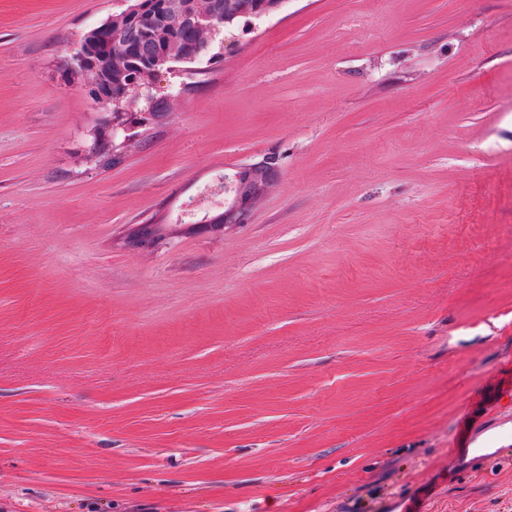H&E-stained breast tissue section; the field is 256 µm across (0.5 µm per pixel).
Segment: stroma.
Here are the masks:
<instances>
[{"label":"stroma","instance_id":"stroma-1","mask_svg":"<svg viewBox=\"0 0 512 512\" xmlns=\"http://www.w3.org/2000/svg\"><path fill=\"white\" fill-rule=\"evenodd\" d=\"M113 6L0 0V506L512 512L449 455L512 433V0H288L104 167L64 63ZM253 190L244 192L238 191L230 201L224 203V214L218 225L202 226L200 229L216 236L224 235L227 229L246 224L250 218L253 208L257 205Z\"/></svg>","mask_w":512,"mask_h":512}]
</instances>
